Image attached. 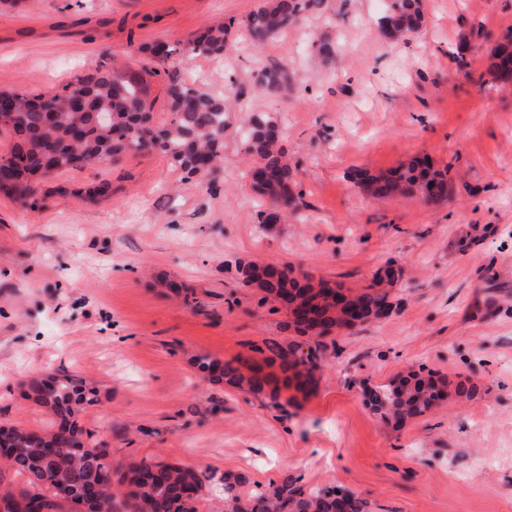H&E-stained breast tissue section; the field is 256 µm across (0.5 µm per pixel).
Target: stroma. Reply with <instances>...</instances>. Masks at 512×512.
Returning a JSON list of instances; mask_svg holds the SVG:
<instances>
[{"label": "stroma", "instance_id": "35a3bbf8", "mask_svg": "<svg viewBox=\"0 0 512 512\" xmlns=\"http://www.w3.org/2000/svg\"><path fill=\"white\" fill-rule=\"evenodd\" d=\"M260 3L0 0V92H51L115 58L136 68L167 42L179 76L205 72L206 89L280 117L304 203L301 220L262 224L269 202L250 190L234 110L216 183L183 179L155 151L37 182L34 211L0 193V426L49 427L17 382L74 373L97 390L81 422L116 463L243 473L252 490L287 473L353 491L373 512H512V85L483 65L512 31V0H424L425 26L399 43L379 30L388 0H327L305 24L338 42L333 70L293 29L254 48L244 20ZM218 18L231 51L185 58ZM272 62L288 72L285 96L256 87ZM414 156L448 168L447 203L376 201L350 178ZM104 180L111 195L89 200ZM249 261L355 290L391 267L400 307L327 336L310 392L279 390L261 350L301 337L242 285ZM203 355L261 364L266 382L212 377ZM411 369L477 392L385 422L364 390Z\"/></svg>", "mask_w": 512, "mask_h": 512}]
</instances>
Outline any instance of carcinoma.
<instances>
[{
    "label": "carcinoma",
    "instance_id": "1",
    "mask_svg": "<svg viewBox=\"0 0 512 512\" xmlns=\"http://www.w3.org/2000/svg\"><path fill=\"white\" fill-rule=\"evenodd\" d=\"M325 0H265L244 21L252 43L261 48L277 35L292 28L309 12L320 11ZM425 23L423 0H389L381 19V33L397 42L420 30ZM229 30L223 23L206 27L184 49V55L221 57L231 50ZM321 63L336 66L337 43L312 40ZM175 53L166 42L148 47L147 62L140 69L128 66L98 65L66 83L54 94L13 92L14 115L0 125L14 137L11 156H19L30 173L40 171L53 158L55 172L119 161L132 152L157 151L181 171L186 179L213 181L223 170L224 112L226 98L221 93L189 84L168 74ZM512 62V38L496 43L484 56L486 72L495 80L512 83L508 64ZM168 75L165 88L172 118L157 125L148 107L150 79ZM257 87L266 95H279L288 88L286 69L272 63L257 76ZM278 120L270 115L249 114L243 137L244 150L253 163L249 169L250 189L269 198L262 224L283 222L300 209L291 192L297 176L296 166L280 145ZM448 183V170L436 169L426 159L415 158L377 175L359 179L364 192L374 200L419 196L423 203L437 207L448 196L425 192L429 181ZM26 208H36L35 185L28 182L10 193ZM269 265L247 263L239 267L243 284L261 291L262 299L279 304L288 297V312L298 333L313 334L307 351L300 346L278 343L266 345L283 372L311 378L324 352V336L336 330H350V311L364 313L366 324L389 315L393 310L390 273L371 285L354 291H332L329 283L314 281L307 275L298 278L293 271L281 272L276 283L264 279ZM201 369L219 371L230 382L253 389L258 382L242 374L227 361L215 364L204 357ZM18 386L27 398L47 408L56 418L52 428L42 432L23 427L0 429L6 446L0 449V512H198L202 489L213 483L215 474L208 468H190L154 459L134 460L114 465L109 451L91 441V433L80 427L77 417L93 403V391L73 375L52 378L46 384L38 376L22 378ZM432 372L410 371L369 390L372 409L386 420L408 421L436 408L453 394L471 398L475 386L458 383L454 391ZM21 475L24 485L16 487L7 476ZM224 512H371L370 502L352 491L334 485L308 487L285 475L265 491L245 492L243 475L224 476Z\"/></svg>",
    "mask_w": 512,
    "mask_h": 512
}]
</instances>
